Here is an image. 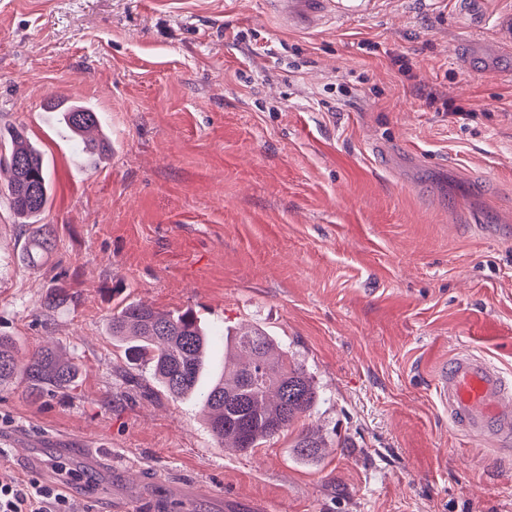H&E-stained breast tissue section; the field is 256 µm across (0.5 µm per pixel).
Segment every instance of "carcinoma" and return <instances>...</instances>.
<instances>
[{
	"label": "carcinoma",
	"instance_id": "cac0c4a2",
	"mask_svg": "<svg viewBox=\"0 0 512 512\" xmlns=\"http://www.w3.org/2000/svg\"><path fill=\"white\" fill-rule=\"evenodd\" d=\"M57 111L81 151L99 156L109 150L93 107L67 101L59 103ZM1 147L7 148L0 169L7 174L4 189L13 211L22 223L36 225L24 253L26 265L36 267L56 242L53 225L40 223L52 195L49 172L42 152L23 130L0 127ZM71 300L69 289L58 285L50 290L44 306L62 307ZM109 331L113 341L124 347L130 364L149 366L168 396L180 399L195 392L207 365L210 334L193 309L160 312L145 303L130 302L112 314ZM224 344L229 348L224 375L208 385L202 407L215 441L247 454L310 412L319 391L303 366L288 363L287 352L278 351L273 339L258 327L228 333ZM78 372L73 359L45 346L28 352L21 361L15 339L0 335V385L19 379L33 401L74 387ZM322 447L321 439L305 433L293 452L305 461H315Z\"/></svg>",
	"mask_w": 512,
	"mask_h": 512
}]
</instances>
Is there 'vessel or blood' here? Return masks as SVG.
<instances>
[{"label": "vessel or blood", "instance_id": "1", "mask_svg": "<svg viewBox=\"0 0 512 512\" xmlns=\"http://www.w3.org/2000/svg\"><path fill=\"white\" fill-rule=\"evenodd\" d=\"M291 25L313 28L336 15L335 0H273ZM449 419L477 439L512 434V375L470 351L457 352L437 374Z\"/></svg>", "mask_w": 512, "mask_h": 512}]
</instances>
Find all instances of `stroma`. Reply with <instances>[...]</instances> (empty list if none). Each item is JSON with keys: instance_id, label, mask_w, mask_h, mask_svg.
<instances>
[{"instance_id": "stroma-1", "label": "stroma", "mask_w": 512, "mask_h": 512, "mask_svg": "<svg viewBox=\"0 0 512 512\" xmlns=\"http://www.w3.org/2000/svg\"><path fill=\"white\" fill-rule=\"evenodd\" d=\"M485 2L477 30L459 0H369L299 31L269 0H0V126L47 159L56 236L21 263L0 192V333L79 367L37 402L0 386V469L47 481L58 449L108 448L153 495L203 488L198 512H512V439L456 431L433 386L461 350L512 372V0ZM63 97L111 154L78 153ZM55 284L75 300L44 310ZM131 301L261 326L321 401L253 455L219 446L196 398L112 340ZM303 431L316 463L292 451Z\"/></svg>"}]
</instances>
